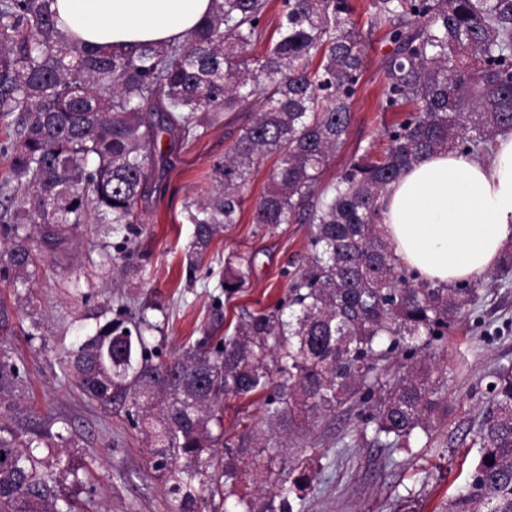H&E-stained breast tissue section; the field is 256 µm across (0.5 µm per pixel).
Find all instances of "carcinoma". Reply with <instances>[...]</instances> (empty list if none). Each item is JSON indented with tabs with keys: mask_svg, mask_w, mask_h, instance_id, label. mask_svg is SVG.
Wrapping results in <instances>:
<instances>
[{
	"mask_svg": "<svg viewBox=\"0 0 512 512\" xmlns=\"http://www.w3.org/2000/svg\"><path fill=\"white\" fill-rule=\"evenodd\" d=\"M54 0H0V158L4 183L26 188L0 206V257L26 272L96 218L142 223L158 136L195 139L226 112L257 110L215 175L220 188L190 212L194 266L227 224L238 223L249 177L276 156L254 203L257 224H308L313 256L271 311L245 313L231 336H205L182 356L155 361L136 321L93 311L64 376L91 400L123 404L151 438L150 467L168 484L174 512H303L321 471L292 479L275 469L269 441L233 440L215 407L265 392L264 420L312 430L336 411L364 406L375 442L410 450L448 417L442 377L422 363L481 299L473 282L437 285L402 265L377 229L381 199L411 165L437 152H483L512 131V0H371L367 24L387 31L380 110H411L326 184L344 143L363 75L366 43L351 0H283L280 37L256 57L267 0H212L183 40L103 53L67 39ZM224 271L232 295L249 276ZM24 370L0 358V405L18 408ZM485 416L473 430L480 458L443 512H512V368L493 373ZM62 431L26 433L0 422V512H76L85 463L65 454ZM224 444V454L215 446ZM255 470L241 495L242 464Z\"/></svg>",
	"mask_w": 512,
	"mask_h": 512,
	"instance_id": "obj_1",
	"label": "carcinoma"
}]
</instances>
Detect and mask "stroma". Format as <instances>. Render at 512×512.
I'll return each mask as SVG.
<instances>
[{"mask_svg": "<svg viewBox=\"0 0 512 512\" xmlns=\"http://www.w3.org/2000/svg\"><path fill=\"white\" fill-rule=\"evenodd\" d=\"M352 4L366 60L348 135L325 173L329 182L368 146H384L385 130L404 118L379 109L382 62L391 45L382 31L367 26L369 0ZM249 120V112H229L196 140L174 144L171 164L159 174L163 189L152 193L146 221L131 236L138 273L116 274L124 262L115 248L121 237L110 224L95 223L82 226L65 249L43 256L28 274L10 271L0 278V308L7 314L0 324V354L26 367L21 407L0 411V422L69 429L74 456L94 462V505L88 512H172L173 506L164 481L148 465L149 439L130 426L123 408L89 401L62 378L68 351L92 331L87 311L149 307L150 319L161 324L151 343L169 360L204 336L215 312L231 322L241 312L272 307L307 265L308 225L253 221V203L275 167L271 158L253 172L238 223L214 238L199 267L187 263L194 229L187 206L214 192V168ZM241 255L251 257L252 272L235 294L225 296L224 270ZM481 295L444 346L425 356L445 375L448 417L414 457L373 444L360 407L338 410L307 434H277L278 470L290 472L303 460L324 472L323 482L307 492L305 512H437L469 481L480 457L473 431L488 406L489 375L512 368V273L492 270ZM263 400L260 394L226 399L225 430H266Z\"/></svg>", "mask_w": 512, "mask_h": 512, "instance_id": "35a3bbf8", "label": "stroma"}]
</instances>
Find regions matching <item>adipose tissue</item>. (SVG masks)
<instances>
[{"label":"adipose tissue","mask_w":512,"mask_h":512,"mask_svg":"<svg viewBox=\"0 0 512 512\" xmlns=\"http://www.w3.org/2000/svg\"><path fill=\"white\" fill-rule=\"evenodd\" d=\"M60 27L80 45L109 51L178 41L211 0H55ZM380 231L402 264L453 285L490 271L512 240V131L490 158L455 152L423 157L392 184Z\"/></svg>","instance_id":"ef3b65f1"}]
</instances>
